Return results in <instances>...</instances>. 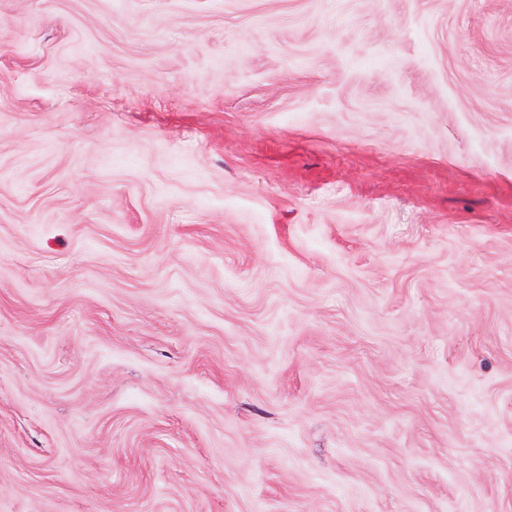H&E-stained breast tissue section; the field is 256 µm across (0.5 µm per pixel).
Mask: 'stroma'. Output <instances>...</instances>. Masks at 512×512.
I'll return each instance as SVG.
<instances>
[{"mask_svg": "<svg viewBox=\"0 0 512 512\" xmlns=\"http://www.w3.org/2000/svg\"><path fill=\"white\" fill-rule=\"evenodd\" d=\"M0 512H512V0H0Z\"/></svg>", "mask_w": 512, "mask_h": 512, "instance_id": "obj_1", "label": "stroma"}]
</instances>
